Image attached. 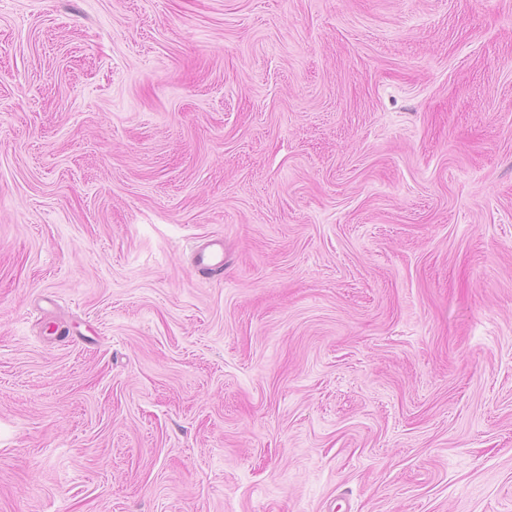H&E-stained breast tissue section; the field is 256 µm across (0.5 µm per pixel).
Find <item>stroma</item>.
<instances>
[{
  "label": "stroma",
  "instance_id": "obj_1",
  "mask_svg": "<svg viewBox=\"0 0 512 512\" xmlns=\"http://www.w3.org/2000/svg\"><path fill=\"white\" fill-rule=\"evenodd\" d=\"M0 512H512V0H0ZM194 270L207 278L221 279L224 276V242L211 240L196 255Z\"/></svg>",
  "mask_w": 512,
  "mask_h": 512
}]
</instances>
